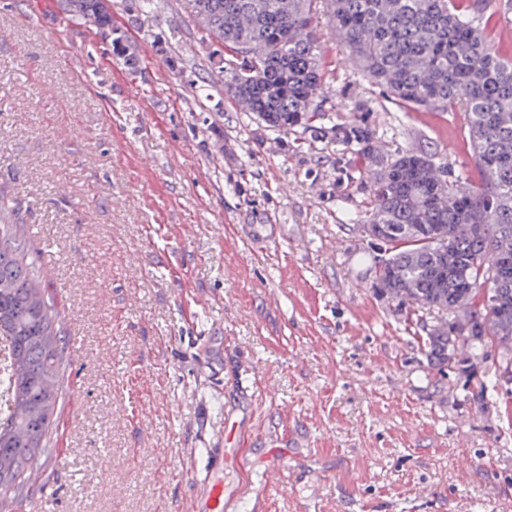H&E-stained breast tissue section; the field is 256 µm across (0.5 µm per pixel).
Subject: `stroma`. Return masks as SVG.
Returning a JSON list of instances; mask_svg holds the SVG:
<instances>
[{"label":"stroma","instance_id":"stroma-1","mask_svg":"<svg viewBox=\"0 0 512 512\" xmlns=\"http://www.w3.org/2000/svg\"><path fill=\"white\" fill-rule=\"evenodd\" d=\"M112 14L136 69L59 26L60 0H0V189L54 248L45 286L84 336L53 512H192L228 411L296 452L265 512H512V384L464 405L371 293L369 173L209 87L180 6ZM320 66L336 122L368 113L383 150L471 171L464 112L385 98L326 31Z\"/></svg>","mask_w":512,"mask_h":512}]
</instances>
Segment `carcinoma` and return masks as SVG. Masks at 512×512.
Segmentation results:
<instances>
[{
  "label": "carcinoma",
  "mask_w": 512,
  "mask_h": 512,
  "mask_svg": "<svg viewBox=\"0 0 512 512\" xmlns=\"http://www.w3.org/2000/svg\"><path fill=\"white\" fill-rule=\"evenodd\" d=\"M132 68L134 41L112 21L110 0H62ZM208 36L213 83L262 127L349 149L374 170L367 234L372 294L425 330L426 367L461 381L484 406L512 380V57L494 50L497 14L512 0H183ZM336 30L353 70L412 109H462L473 169L465 177L422 151L382 156L365 120L333 123L323 107L318 24ZM485 225L475 237L470 225ZM40 251L0 193V343L11 349V399L0 414V502L23 496L29 472L54 455L51 435L71 365L64 317L43 285Z\"/></svg>",
  "instance_id": "cac0c4a2"
}]
</instances>
